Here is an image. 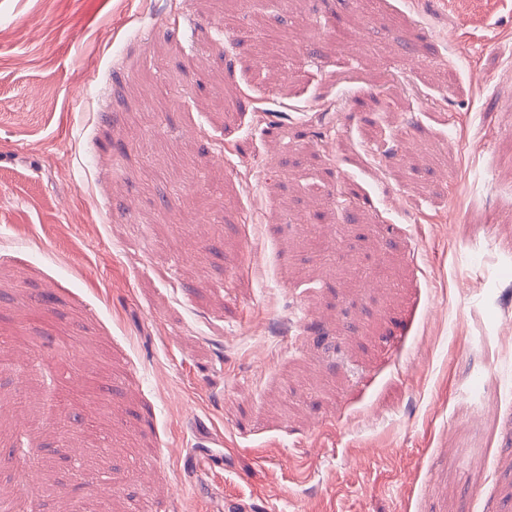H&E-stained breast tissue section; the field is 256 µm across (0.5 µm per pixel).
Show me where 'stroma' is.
Instances as JSON below:
<instances>
[{"label": "stroma", "mask_w": 512, "mask_h": 512, "mask_svg": "<svg viewBox=\"0 0 512 512\" xmlns=\"http://www.w3.org/2000/svg\"><path fill=\"white\" fill-rule=\"evenodd\" d=\"M503 39L512 0H0L11 512H512Z\"/></svg>", "instance_id": "1"}]
</instances>
